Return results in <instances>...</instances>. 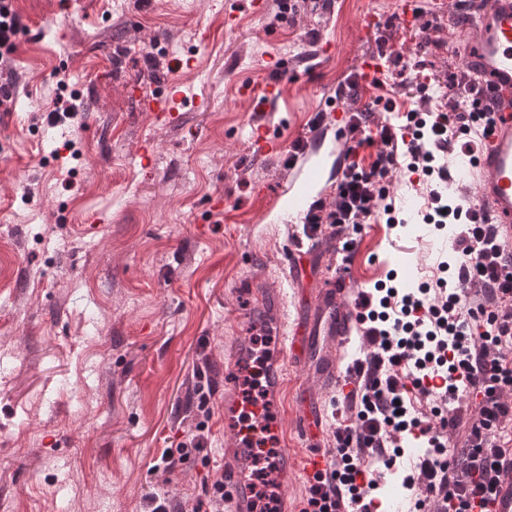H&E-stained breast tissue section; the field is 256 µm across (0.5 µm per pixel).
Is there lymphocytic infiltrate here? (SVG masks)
<instances>
[{
  "instance_id": "f902f5d3",
  "label": "lymphocytic infiltrate",
  "mask_w": 512,
  "mask_h": 512,
  "mask_svg": "<svg viewBox=\"0 0 512 512\" xmlns=\"http://www.w3.org/2000/svg\"><path fill=\"white\" fill-rule=\"evenodd\" d=\"M27 30L15 0H0V106L14 98L18 84L12 60L18 38ZM481 112L473 98L447 112L417 109L405 115L404 124L372 123L367 110H355V129L361 133L338 185L336 203L323 221L335 227L343 246H355V235L376 210L392 213L388 205L390 174L404 168L411 174L432 176L436 153L451 152L456 137L472 150L482 141L486 127L477 123ZM377 147L376 158L363 166L359 150ZM429 207L440 223L454 220L460 226L455 248L460 255L457 282L447 288L437 280L433 299L398 295L361 297L359 321L373 350L357 389L345 398L356 421L339 425L334 437L340 455L338 470L317 478L308 489L312 512H378L372 492L383 469L395 465L399 434L411 432L426 438L431 455L415 464L406 481L425 485L441 497L444 512H471L475 498L488 497L503 448L512 445L505 431L512 424V251H505L492 225L480 223L473 207L443 203L431 193ZM476 387L482 399L467 429L460 458H445L450 432L463 420V407L445 415L447 401L456 399L459 385ZM432 400L431 414L438 425L406 419L397 411L409 397Z\"/></svg>"
}]
</instances>
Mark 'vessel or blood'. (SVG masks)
Wrapping results in <instances>:
<instances>
[{"mask_svg":"<svg viewBox=\"0 0 512 512\" xmlns=\"http://www.w3.org/2000/svg\"><path fill=\"white\" fill-rule=\"evenodd\" d=\"M398 24L415 30L423 25L419 0H402ZM465 44L464 68L473 95L481 98L492 120V132L472 168L478 174L474 189L475 209L482 223L495 225L505 249L512 250V0H472L466 26L454 37ZM385 59L364 61L355 73L358 84L369 86L384 68ZM243 103L275 106L281 97L276 81L241 85ZM187 95L176 85H167L162 96L146 104L157 119L180 118ZM251 149L258 156L281 151L288 154V183L275 198L280 224H305L320 215L333 197L335 173L345 170L350 143V121L343 100H335L320 112L314 130L283 149L267 125L253 124ZM339 244L334 228L319 227L307 235H295L290 253L314 251L321 240ZM360 290L346 263L334 265L320 288L314 289L307 311H290L284 289H254L251 318L275 328L278 346L265 360L262 371L265 396L244 398L234 377L253 356L248 337L232 339L224 353V432L229 442L224 451L225 512H253L254 493L247 478L253 459H270L267 479L273 485L277 512H300L287 496L288 488L309 483L319 472L332 470L339 462L335 449L317 447L323 432L324 401L340 399L358 383L354 370L343 369L344 359L358 341L357 302ZM307 369L322 392L321 397L303 394L305 408L294 415L288 410V360ZM303 452H296V445ZM472 512H512V452L501 458L497 485L492 496L475 500Z\"/></svg>","mask_w":512,"mask_h":512,"instance_id":"1","label":"vessel or blood"}]
</instances>
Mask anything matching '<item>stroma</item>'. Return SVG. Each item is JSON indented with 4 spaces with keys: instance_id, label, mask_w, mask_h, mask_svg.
I'll list each match as a JSON object with an SVG mask.
<instances>
[{
    "instance_id": "35a3bbf8",
    "label": "stroma",
    "mask_w": 512,
    "mask_h": 512,
    "mask_svg": "<svg viewBox=\"0 0 512 512\" xmlns=\"http://www.w3.org/2000/svg\"><path fill=\"white\" fill-rule=\"evenodd\" d=\"M250 2H15L29 32L14 57L20 96L0 114V512H143L154 493L212 512L224 348L258 334L246 320L252 288L287 285L288 229L262 222L256 188L276 192L288 170L282 156L252 154V124L289 145L383 51L385 72L355 90L353 107L444 108L441 89L463 68L449 46L466 21L458 0H424L421 32L397 25V0H299L288 13L266 0L261 16ZM371 12L383 26L360 38ZM322 42L335 44L331 59ZM272 53L288 63L278 108L242 103L241 82L273 79ZM188 58L192 67L175 70ZM170 82L191 98L176 123L145 107ZM61 95L75 97L78 115L54 124ZM434 189L455 193L435 176L394 180L398 223L380 215L357 236L362 288L431 282L440 262L455 264L436 247L454 227L423 221ZM199 428L206 449L161 470L163 452Z\"/></svg>"
}]
</instances>
